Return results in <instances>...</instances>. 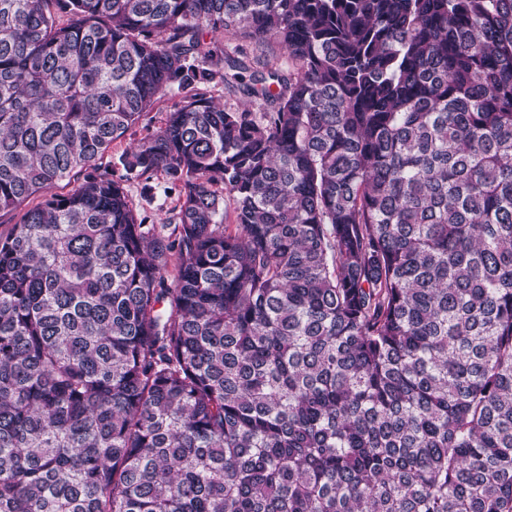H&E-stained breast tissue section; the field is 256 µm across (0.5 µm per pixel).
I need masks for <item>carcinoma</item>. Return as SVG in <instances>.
<instances>
[{"label": "carcinoma", "mask_w": 512, "mask_h": 512, "mask_svg": "<svg viewBox=\"0 0 512 512\" xmlns=\"http://www.w3.org/2000/svg\"><path fill=\"white\" fill-rule=\"evenodd\" d=\"M226 31L283 50L258 112ZM37 194L0 512H512V0H0V214ZM178 101V96L171 94L163 96L139 125L130 129L122 138L112 142L104 157L97 162L95 169H88L85 173L91 175L107 174L110 177L114 174V178L124 174L120 166H115L119 156L134 146L148 132L155 131L160 127L166 112L172 110ZM154 184L150 196H144L138 182L127 183V189L142 216L146 217L147 224H164L169 216V209L175 204L177 193L174 190L165 189L170 185L162 183Z\"/></svg>", "instance_id": "1"}]
</instances>
